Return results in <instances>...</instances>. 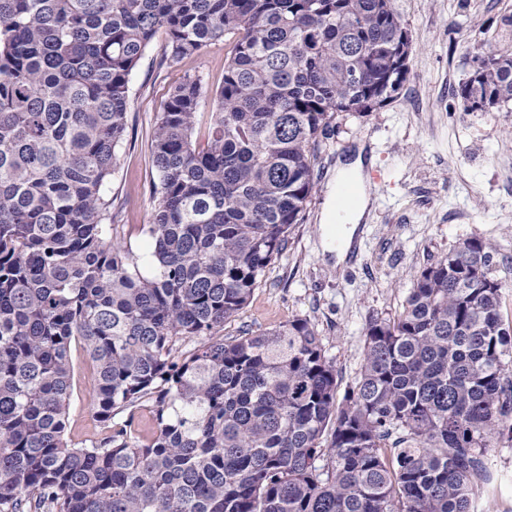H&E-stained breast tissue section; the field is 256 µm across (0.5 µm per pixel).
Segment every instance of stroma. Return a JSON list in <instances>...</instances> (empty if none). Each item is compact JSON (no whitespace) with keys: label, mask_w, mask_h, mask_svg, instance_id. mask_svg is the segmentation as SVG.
<instances>
[{"label":"stroma","mask_w":512,"mask_h":512,"mask_svg":"<svg viewBox=\"0 0 512 512\" xmlns=\"http://www.w3.org/2000/svg\"><path fill=\"white\" fill-rule=\"evenodd\" d=\"M395 6L412 40L406 81L372 112L337 117L318 159L306 222L296 226L286 252L222 330L232 337L308 317L344 385L363 364L369 319L398 313L416 273L464 239L477 236L492 245L502 312L512 321V112L474 111L455 94L473 69L474 44L491 35L512 48V0H395ZM165 42V32H158L130 76L127 127L109 182L112 221L136 253L141 229L152 219L157 118L185 75L220 87L229 50L220 40L175 61L164 57ZM361 152L369 157V205L353 240L357 259L340 262L325 247L324 212L338 163ZM71 358L67 433L86 445L107 431L86 397L94 365L78 346ZM487 457L492 480L475 512H512V443L489 449Z\"/></svg>","instance_id":"obj_1"}]
</instances>
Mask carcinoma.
<instances>
[{
  "mask_svg": "<svg viewBox=\"0 0 512 512\" xmlns=\"http://www.w3.org/2000/svg\"><path fill=\"white\" fill-rule=\"evenodd\" d=\"M161 29L176 61L233 42L220 89L187 75L158 119L136 255L106 186ZM409 37L393 0H0V512H473L488 448L512 442L487 242L458 243L367 322L341 400L310 318L221 335L305 222L335 115L394 98ZM473 52L460 98L512 103V50ZM77 341L109 429L88 446L66 435Z\"/></svg>",
  "mask_w": 512,
  "mask_h": 512,
  "instance_id": "obj_1",
  "label": "carcinoma"
}]
</instances>
